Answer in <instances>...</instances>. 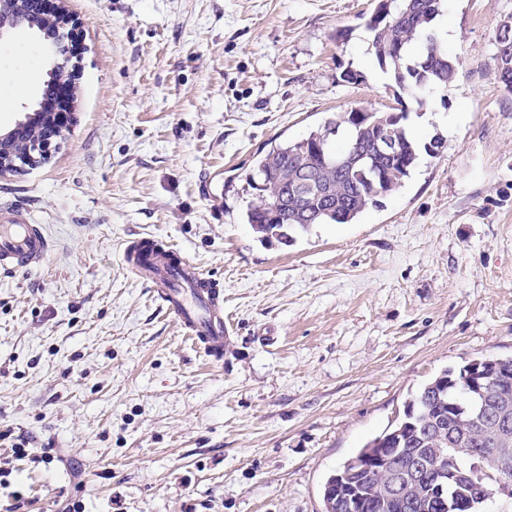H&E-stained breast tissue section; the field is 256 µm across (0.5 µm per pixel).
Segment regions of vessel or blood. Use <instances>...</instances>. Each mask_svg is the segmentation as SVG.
Segmentation results:
<instances>
[{
    "mask_svg": "<svg viewBox=\"0 0 512 512\" xmlns=\"http://www.w3.org/2000/svg\"><path fill=\"white\" fill-rule=\"evenodd\" d=\"M51 249L43 227L30 223L23 209L0 205L1 273L38 267ZM122 259L130 275L150 284L183 335L213 361H222L229 334L223 289L177 248H160L146 238L129 242Z\"/></svg>",
    "mask_w": 512,
    "mask_h": 512,
    "instance_id": "obj_1",
    "label": "vessel or blood"
}]
</instances>
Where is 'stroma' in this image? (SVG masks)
I'll return each instance as SVG.
<instances>
[{"instance_id":"stroma-1","label":"stroma","mask_w":512,"mask_h":512,"mask_svg":"<svg viewBox=\"0 0 512 512\" xmlns=\"http://www.w3.org/2000/svg\"><path fill=\"white\" fill-rule=\"evenodd\" d=\"M54 2L83 47L72 118L0 176L54 243L0 275V512H323L329 475L434 376L512 356V93L493 76L512 0H444L457 74L420 105L367 50L376 0ZM45 80L35 37L0 45V130ZM354 106L441 146L355 223L261 240L257 155ZM142 237L223 287V362L124 268ZM22 440L51 463L12 459Z\"/></svg>"}]
</instances>
